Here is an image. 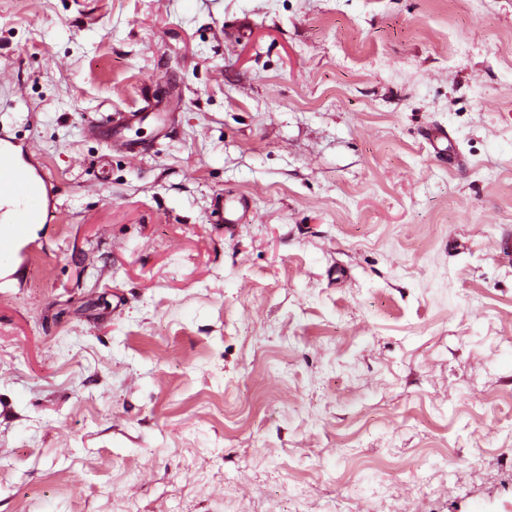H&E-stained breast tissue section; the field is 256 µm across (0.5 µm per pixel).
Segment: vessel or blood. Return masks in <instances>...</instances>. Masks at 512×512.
Masks as SVG:
<instances>
[{
	"label": "vessel or blood",
	"instance_id": "obj_1",
	"mask_svg": "<svg viewBox=\"0 0 512 512\" xmlns=\"http://www.w3.org/2000/svg\"><path fill=\"white\" fill-rule=\"evenodd\" d=\"M126 118L89 126L92 137H108L121 143ZM52 207V190L47 177L22 161L14 141L0 135V262L10 261L19 246L28 241L33 225L46 223ZM250 217L247 199L228 198L220 212L222 223L243 224Z\"/></svg>",
	"mask_w": 512,
	"mask_h": 512
}]
</instances>
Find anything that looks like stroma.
I'll list each match as a JSON object with an SVG mask.
<instances>
[{"instance_id": "35a3bbf8", "label": "stroma", "mask_w": 512, "mask_h": 512, "mask_svg": "<svg viewBox=\"0 0 512 512\" xmlns=\"http://www.w3.org/2000/svg\"><path fill=\"white\" fill-rule=\"evenodd\" d=\"M0 133V512H512V0H0ZM138 115L136 112H132L128 115V117H122L119 119H111L109 122L105 124H93L88 127V135L96 138H101L102 136H107L108 140L112 142V144H121L125 145L122 140L121 132L123 126L128 124L131 120L137 118ZM52 196L47 177L22 161L14 141L0 134V262L14 257L33 225L46 223ZM250 206L247 199L224 198V205L220 212L221 224H244L249 221Z\"/></svg>"}]
</instances>
